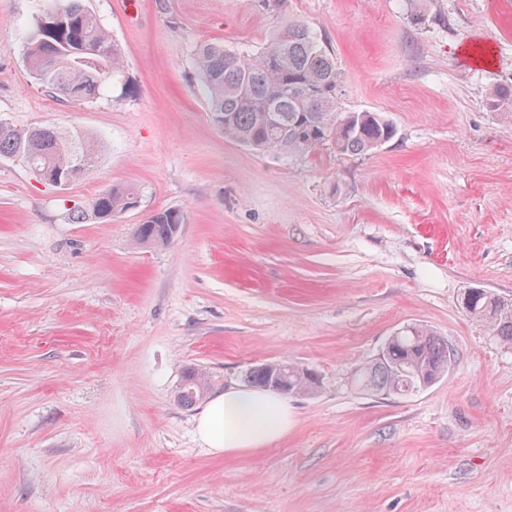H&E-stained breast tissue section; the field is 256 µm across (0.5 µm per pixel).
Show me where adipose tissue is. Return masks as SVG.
Returning a JSON list of instances; mask_svg holds the SVG:
<instances>
[{
	"instance_id": "obj_1",
	"label": "adipose tissue",
	"mask_w": 512,
	"mask_h": 512,
	"mask_svg": "<svg viewBox=\"0 0 512 512\" xmlns=\"http://www.w3.org/2000/svg\"><path fill=\"white\" fill-rule=\"evenodd\" d=\"M293 412L272 392L229 388L213 395L195 420L200 442L215 454L255 452L287 435Z\"/></svg>"
}]
</instances>
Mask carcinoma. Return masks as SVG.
Listing matches in <instances>:
<instances>
[{
	"instance_id": "carcinoma-1",
	"label": "carcinoma",
	"mask_w": 512,
	"mask_h": 512,
	"mask_svg": "<svg viewBox=\"0 0 512 512\" xmlns=\"http://www.w3.org/2000/svg\"><path fill=\"white\" fill-rule=\"evenodd\" d=\"M277 15L267 43L245 53L219 43H201L193 66L213 122L224 138L276 157L313 154L328 147L340 155L375 151L393 140L395 125L377 112H342L337 89L341 72L336 56L304 20L288 13V0H261ZM24 59L33 79L51 95L82 102L95 98L121 71L122 51L112 35L89 11L84 0H51L27 37ZM99 140L91 133L39 123L17 130L0 123V156L16 157L45 181L84 176L93 166ZM140 193L114 187L87 207L70 213L76 224L102 223L139 206ZM185 216L164 209L135 227L139 245L168 244ZM465 311L495 339L512 345V298L480 290L463 298ZM448 343L429 329L409 326L394 340L389 362L374 360L356 369L352 385L360 391L383 393L420 389L448 370ZM271 369H249L244 381L261 388ZM213 384L196 367L185 369L177 402L189 407ZM292 393L309 395L319 386L313 373L288 372Z\"/></svg>"
}]
</instances>
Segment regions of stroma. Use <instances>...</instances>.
I'll list each match as a JSON object with an SVG mask.
<instances>
[{
	"mask_svg": "<svg viewBox=\"0 0 512 512\" xmlns=\"http://www.w3.org/2000/svg\"><path fill=\"white\" fill-rule=\"evenodd\" d=\"M85 0L124 68L96 98L49 95L24 45L48 0H0V121L100 139L64 188L0 157V512H512V348L461 304L512 298V0H288L342 72L345 112L398 130L367 155L274 158L226 140L192 66L202 42L255 51L258 0ZM423 10L425 24L409 16ZM486 44L491 65L469 51ZM117 185L138 208L107 224L71 209ZM184 213L165 246L137 224ZM422 325L447 373L405 397L348 383L390 336ZM286 360L287 436L215 455L176 391L216 390ZM288 364H293L296 367V370L289 371L288 365L272 367L275 370V376L271 382L267 384L270 388L277 390H282V382L281 378L288 371V385L292 387L291 394H303L309 395L313 393L319 386V382L313 373L305 370L304 368H300L295 363L290 361ZM212 376L205 370L196 367L185 369L177 390V402L189 407L195 405L210 390Z\"/></svg>",
	"mask_w": 512,
	"mask_h": 512,
	"instance_id": "35a3bbf8",
	"label": "stroma"
}]
</instances>
